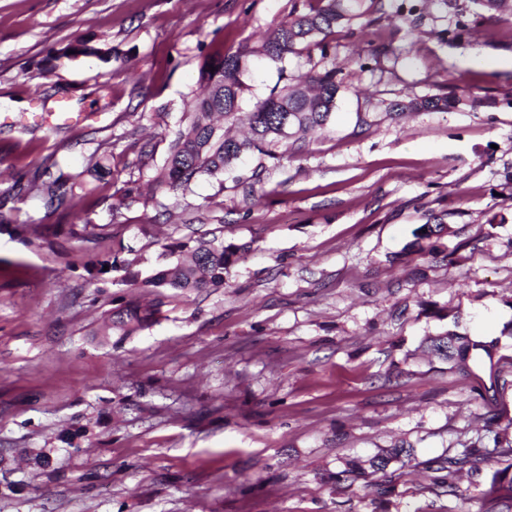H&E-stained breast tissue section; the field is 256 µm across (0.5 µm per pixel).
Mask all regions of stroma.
I'll return each mask as SVG.
<instances>
[{
  "mask_svg": "<svg viewBox=\"0 0 512 512\" xmlns=\"http://www.w3.org/2000/svg\"><path fill=\"white\" fill-rule=\"evenodd\" d=\"M293 4L0 0V512H476L478 484L448 496L426 465L512 423V5L493 20L476 0H387L371 21L391 53L358 32L331 42L327 126L187 194L111 207L162 168L205 57L253 47ZM79 42L92 54L71 55ZM322 67L316 48L257 62L231 134L281 75ZM449 91L465 105L393 112ZM45 166L72 176L77 210L12 190ZM432 216L443 253L411 251ZM87 219L103 238H77ZM201 235L249 246L223 287L101 335L127 273ZM116 238L129 269L98 273ZM449 331L494 356L441 360L427 341ZM401 445L410 463L347 474Z\"/></svg>",
  "mask_w": 512,
  "mask_h": 512,
  "instance_id": "obj_1",
  "label": "stroma"
}]
</instances>
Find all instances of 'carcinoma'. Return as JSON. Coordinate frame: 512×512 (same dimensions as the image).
<instances>
[{
    "label": "carcinoma",
    "instance_id": "obj_1",
    "mask_svg": "<svg viewBox=\"0 0 512 512\" xmlns=\"http://www.w3.org/2000/svg\"><path fill=\"white\" fill-rule=\"evenodd\" d=\"M385 0H303L294 6L288 16L257 46L244 51L206 57L200 81L202 92L191 97L182 126L170 141L168 153L160 173L150 183L152 192L178 193L190 189L192 182L203 175L224 173L235 160L246 153H258L272 160L278 159L274 147L291 139L296 133L322 127L333 115L341 82L336 79V67L329 48L330 38L338 31L348 29ZM317 47L325 60L324 69L311 71L302 82L273 88L258 100L249 115V135L243 139L230 136L224 126L216 123L221 118L229 123L237 120L246 84V58L253 55L284 64L288 58ZM215 71H210V68ZM462 96L451 91L446 94L412 99L398 103L400 111H449L459 106ZM70 177L53 175L49 168L36 169L28 178L30 189L37 191L45 208L54 213L76 206ZM139 200L138 181L129 180L112 208H127ZM444 232L442 219L435 216L413 232V245L428 240L437 249V240ZM240 247L224 244L214 237L173 239L162 244V256L168 259L166 267L145 277L128 279L131 288H152L158 299L153 305H142L135 298L126 299L103 319L104 335L117 333L129 336L151 325L160 315L162 298L169 291L188 293L224 285V273L237 260ZM433 349L445 360L464 361L466 345L463 337L448 332L433 340ZM512 458V437L508 432L495 436L494 447L468 445L455 454L431 462L429 469L438 473L434 484L448 488V495L459 496L458 480L465 473L484 481L479 512H512V463L491 473L485 472L493 456ZM411 450L392 448L386 454L368 462H353L348 471L355 472L369 465L382 470L392 461L410 458Z\"/></svg>",
    "mask_w": 512,
    "mask_h": 512
}]
</instances>
